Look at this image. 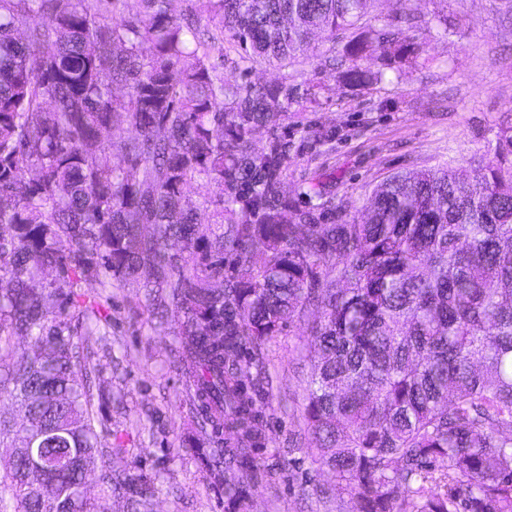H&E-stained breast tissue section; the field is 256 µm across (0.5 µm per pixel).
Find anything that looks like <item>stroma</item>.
<instances>
[{
    "mask_svg": "<svg viewBox=\"0 0 512 512\" xmlns=\"http://www.w3.org/2000/svg\"><path fill=\"white\" fill-rule=\"evenodd\" d=\"M425 20L444 15L447 34L416 31L425 51L415 66L387 71L381 83L343 87L323 60L334 45L311 43L306 55L281 70L242 73L232 44L211 61L231 80L303 75L321 88L316 111L289 113V195L321 179L339 215L359 214L372 188L390 176L441 166H468L496 145L512 115V0H412ZM111 322H74L75 342L87 343L97 372L94 385L112 395L101 413L111 429L101 445L122 449L121 461L155 480L152 512H233L199 464L193 438L201 420L189 383L174 362L183 346L180 316H158L145 288L127 283L95 287ZM305 328L292 323L271 340L264 366L273 388L263 395L256 453L262 475L250 490V512H347L348 498L314 460L301 416Z\"/></svg>",
    "mask_w": 512,
    "mask_h": 512,
    "instance_id": "35a3bbf8",
    "label": "stroma"
}]
</instances>
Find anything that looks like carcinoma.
<instances>
[{"label": "carcinoma", "instance_id": "carcinoma-1", "mask_svg": "<svg viewBox=\"0 0 512 512\" xmlns=\"http://www.w3.org/2000/svg\"><path fill=\"white\" fill-rule=\"evenodd\" d=\"M202 2L247 72L336 41L374 0ZM171 3L0 0V394L24 412L0 420V512H94V467L103 492L148 512L153 480L99 446L96 364L73 336L74 313H97L77 287L114 279L182 313L193 397L237 434L202 458L237 512L261 471L260 355L295 320L311 336V452L350 512H512V124L474 176L397 173L338 222L314 188L288 198L286 138L252 137L316 110L315 86L218 74ZM420 25L409 5L328 64L345 87L376 84L421 53ZM114 149L120 164L102 158ZM195 180L220 188L203 214L184 200Z\"/></svg>", "mask_w": 512, "mask_h": 512}]
</instances>
